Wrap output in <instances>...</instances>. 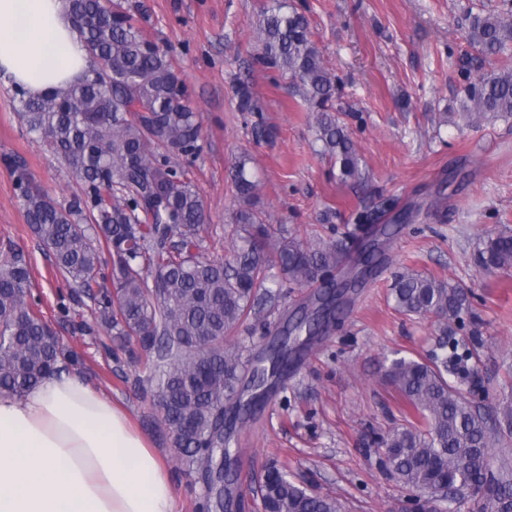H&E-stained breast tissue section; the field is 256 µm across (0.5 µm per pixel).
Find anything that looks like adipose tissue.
I'll return each mask as SVG.
<instances>
[{
  "mask_svg": "<svg viewBox=\"0 0 512 512\" xmlns=\"http://www.w3.org/2000/svg\"><path fill=\"white\" fill-rule=\"evenodd\" d=\"M89 56L67 0H0V76L27 94L77 81ZM0 512H174L169 471L74 373L0 397Z\"/></svg>",
  "mask_w": 512,
  "mask_h": 512,
  "instance_id": "1",
  "label": "adipose tissue"
}]
</instances>
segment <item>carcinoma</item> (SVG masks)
<instances>
[{
    "mask_svg": "<svg viewBox=\"0 0 512 512\" xmlns=\"http://www.w3.org/2000/svg\"><path fill=\"white\" fill-rule=\"evenodd\" d=\"M69 15L89 70L78 82L36 97L16 94L13 109L73 173L81 192L60 205L23 162L12 161L28 228L52 253L71 295L95 300V321L73 328L92 334L102 327L130 359L149 363L142 383L159 414L158 428L172 438L185 472L205 486L195 512L239 509L229 448L236 424L288 376L296 354L343 318L347 301L335 291L336 273L349 259L347 240L355 234L307 239L276 227L257 207L262 185L244 154L233 166L239 207L230 256H201L207 214L191 163L201 150L203 115L187 84L122 0H69ZM468 19L470 47L494 56L512 51V9ZM255 35L257 60L294 81L310 112L314 142L338 166L339 180L364 182L356 143L340 117V82L305 14L265 5ZM236 95L238 111L263 112L249 85L238 84ZM459 96L469 123L489 115L512 118V65L466 73ZM421 213V206L408 204L375 231L372 217L361 212L356 230L388 238ZM104 248L112 257V289L99 293ZM381 257L374 240L354 265L374 268ZM475 263L487 274L512 273V231L487 234ZM31 283L23 251L9 249L0 259V394L6 396L81 363L77 352L45 341L49 324L29 298ZM313 284L320 286L317 294L270 320L288 289ZM390 297L404 316L438 315L442 338L426 358L396 352L384 361L383 377L408 410L388 431L374 433L379 465L410 492L416 512H444L447 503L466 504L468 512H512V464L490 462L493 445L512 442V392L503 394L490 425L476 410L477 386L463 390L448 380L450 363L474 375L468 363L477 348L448 338L472 315L470 290L403 268L393 275ZM251 321L279 335L275 354L246 355L227 344ZM258 492L262 512H339L335 498L310 491L276 466L264 470Z\"/></svg>",
    "mask_w": 512,
    "mask_h": 512,
    "instance_id": "obj_1",
    "label": "carcinoma"
}]
</instances>
